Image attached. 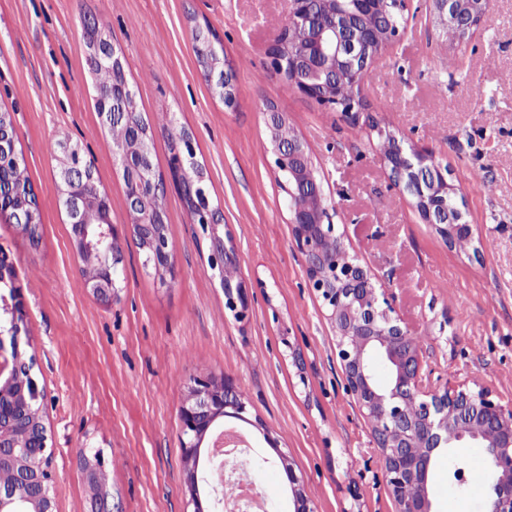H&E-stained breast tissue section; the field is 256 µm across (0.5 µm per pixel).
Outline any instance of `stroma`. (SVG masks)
<instances>
[{
  "mask_svg": "<svg viewBox=\"0 0 512 512\" xmlns=\"http://www.w3.org/2000/svg\"><path fill=\"white\" fill-rule=\"evenodd\" d=\"M286 18V0H0V109L16 128L41 219L32 238L0 218V250L26 308L19 346L35 358L56 512L88 510L83 448L102 453L119 512H193L178 410L203 376L233 380L246 398L244 419L224 416L215 428L243 431L266 512L294 510L288 466L316 512H395L368 423L345 390L336 331L291 246L269 151L272 111L305 143L350 254L421 336L432 382L469 376L512 402V0H492L459 43L445 38L430 0H406L400 40L375 58L361 88L365 109L347 116L271 74L268 46ZM89 25L120 52L156 176H170L173 134L190 136L236 249L245 318L226 307L211 234L172 186L162 200L172 272L156 273L128 246L114 299L85 288L59 201L63 144L93 163L113 219L126 221ZM200 30L217 36L232 68L233 107L197 61ZM384 131L446 169L472 228L468 249L449 246L393 184ZM488 480L481 449H448L429 484L435 512H486Z\"/></svg>",
  "mask_w": 512,
  "mask_h": 512,
  "instance_id": "35a3bbf8",
  "label": "stroma"
}]
</instances>
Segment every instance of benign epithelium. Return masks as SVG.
I'll return each mask as SVG.
<instances>
[{"instance_id":"obj_1","label":"benign epithelium","mask_w":512,"mask_h":512,"mask_svg":"<svg viewBox=\"0 0 512 512\" xmlns=\"http://www.w3.org/2000/svg\"><path fill=\"white\" fill-rule=\"evenodd\" d=\"M389 0H288V20L303 33L304 46L296 52L284 50L282 35L268 47L270 69L287 77L291 85L321 104L352 112L360 101L340 103L325 91V79L340 70L353 81L364 82L376 54H370L366 40L356 28L354 17L374 10ZM433 14L442 27L453 26L467 35L485 20L489 0H432ZM217 89L224 92V103L235 102L232 74L215 65L208 73ZM132 99L124 94L102 97L98 112L106 125L131 115ZM272 153L277 169L287 177L292 246L304 259L310 286L322 301L327 318L336 329V354L345 375V390L361 408L371 428V439L381 461V471L397 512H433L429 498V477L441 450L475 444L484 450L490 470L487 512H512V404H502L486 386L466 380L434 385L424 369L425 351L411 329L395 315L386 294L376 287L368 271L349 254L336 235L322 183L315 178L304 142L288 128L282 112L269 113ZM390 157L384 159L391 178L405 185L411 195L424 203L420 213L427 223L438 226L451 241L459 234H471L459 210L448 211V196L456 193L454 184L432 156L418 150L405 151L389 135ZM127 171L152 170L149 142L135 140L117 150ZM20 157L13 123L0 116V157ZM60 195L72 227L77 249L84 252L104 243L114 249L99 258L97 272L84 277V285L102 301H109L119 288L120 279L111 276L122 257L119 249L130 244L157 270L169 269L174 249L163 225H129L122 238L112 219L107 199H98L105 211L101 224L84 225L83 212L89 203L83 185L92 181L88 167L75 147L64 149L60 172ZM164 184L149 180L148 187L135 180L126 183V211L134 215L152 198L160 204ZM181 192L193 223L212 230L209 262L224 283L225 305L237 316L248 311L246 288L239 279L230 281L227 272L236 269V251L224 241L218 228L223 225L220 207H210L203 181L184 183ZM36 206L20 205L12 222L21 226L36 222ZM25 321V307L19 288L0 289V512H54L51 496L53 475L47 465L48 435L40 412L34 410L41 393L32 375L18 382L15 374L24 363L18 335ZM380 359L389 370L388 382H376L373 361ZM26 364V363H24ZM31 370V364H26ZM246 412L244 398L234 382L195 378L187 401L179 408L181 442L185 459L196 462L201 443L215 421L226 414ZM80 463L87 473L90 512H112L104 489L105 461L100 452H80ZM288 483L294 486V512H315L311 500L291 467H286Z\"/></svg>"}]
</instances>
